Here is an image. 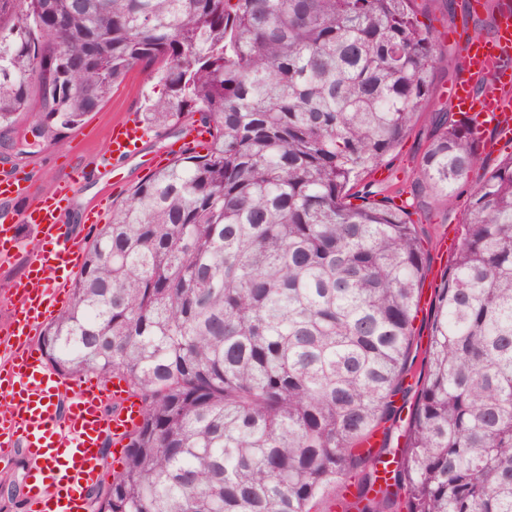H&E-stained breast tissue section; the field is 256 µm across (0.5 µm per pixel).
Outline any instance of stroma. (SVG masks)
<instances>
[{
    "mask_svg": "<svg viewBox=\"0 0 512 512\" xmlns=\"http://www.w3.org/2000/svg\"><path fill=\"white\" fill-rule=\"evenodd\" d=\"M152 85L150 69L136 67L125 82L113 90L110 98L90 112L79 127L65 132L62 142L43 145L34 154L12 159L6 166L7 171L30 179L29 197H40L51 192L67 180L74 159L87 160L102 151L106 129L125 114L138 112L143 93L150 91ZM434 134L431 120L422 119L393 154L391 168L400 174L415 177L423 153ZM180 137L181 128L177 125L151 133L127 162L113 166L108 171L88 175L64 213V224L80 237H89L94 227L83 221L89 203H103L111 210L124 204L132 187L155 173L158 161L167 158L170 146ZM109 180L121 182L122 187L107 195L103 187ZM467 203L466 197H459L451 211L446 206L431 204L413 214L412 219L420 234L435 243L443 236L458 234L459 213ZM20 236L21 242L18 248L12 249L10 257H0V323L7 321L12 314L10 289L13 282L25 273L31 255L41 246L30 226H21Z\"/></svg>",
    "mask_w": 512,
    "mask_h": 512,
    "instance_id": "obj_1",
    "label": "stroma"
}]
</instances>
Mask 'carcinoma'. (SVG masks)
I'll return each mask as SVG.
<instances>
[{
    "mask_svg": "<svg viewBox=\"0 0 512 512\" xmlns=\"http://www.w3.org/2000/svg\"><path fill=\"white\" fill-rule=\"evenodd\" d=\"M469 38L495 21L444 0ZM416 0H0V144L80 125L137 67L149 129L196 124L88 241L37 343L142 404L92 512H512V157L488 168ZM433 112L411 191L367 177ZM475 182L434 289L398 453L362 445L407 392L429 270L411 219ZM353 486L351 501L343 492Z\"/></svg>",
    "mask_w": 512,
    "mask_h": 512,
    "instance_id": "cac0c4a2",
    "label": "carcinoma"
}]
</instances>
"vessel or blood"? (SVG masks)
<instances>
[{
    "instance_id": "1",
    "label": "vessel or blood",
    "mask_w": 512,
    "mask_h": 512,
    "mask_svg": "<svg viewBox=\"0 0 512 512\" xmlns=\"http://www.w3.org/2000/svg\"><path fill=\"white\" fill-rule=\"evenodd\" d=\"M465 53L449 98L481 145L493 150L512 140V70L502 65L512 57V8L501 10L493 36L467 42ZM488 73L492 83L475 94L474 83ZM105 137L97 160L102 167L134 154L144 132L131 114L113 123ZM88 173L87 164L76 163L73 183L31 200L23 211H0L1 244H16L22 224L33 226L44 244L32 255L24 278L14 283L13 314L0 325V344L9 350L0 361V402L6 407L0 414V454L19 450L33 464L23 491L27 512H85L88 494L107 467L104 446L122 451L141 419V404L124 380L61 379L36 344L80 265L84 241L68 234L60 220L76 181ZM110 402L116 406L111 413L105 410Z\"/></svg>"
}]
</instances>
